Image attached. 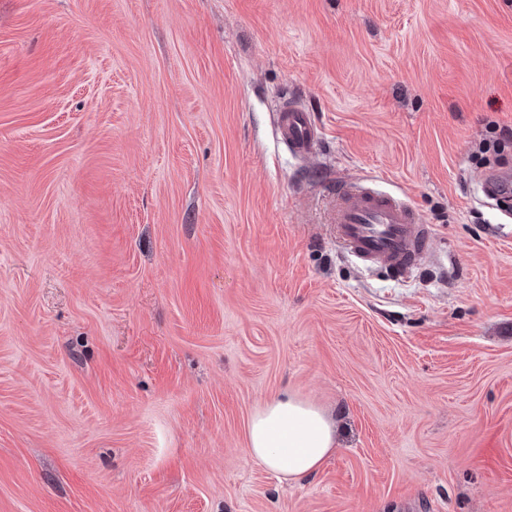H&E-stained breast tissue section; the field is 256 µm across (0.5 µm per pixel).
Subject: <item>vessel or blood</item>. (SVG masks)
I'll list each match as a JSON object with an SVG mask.
<instances>
[{
  "label": "vessel or blood",
  "mask_w": 512,
  "mask_h": 512,
  "mask_svg": "<svg viewBox=\"0 0 512 512\" xmlns=\"http://www.w3.org/2000/svg\"><path fill=\"white\" fill-rule=\"evenodd\" d=\"M277 133L289 151L301 158L313 153L319 137L310 113L290 99L279 108ZM333 197L336 241L356 261L402 277L426 253L432 231L403 198L368 184L337 185Z\"/></svg>",
  "instance_id": "obj_1"
}]
</instances>
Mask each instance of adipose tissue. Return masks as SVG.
Segmentation results:
<instances>
[{
    "instance_id": "1",
    "label": "adipose tissue",
    "mask_w": 512,
    "mask_h": 512,
    "mask_svg": "<svg viewBox=\"0 0 512 512\" xmlns=\"http://www.w3.org/2000/svg\"><path fill=\"white\" fill-rule=\"evenodd\" d=\"M247 445L252 458L281 478L296 481L317 472L333 454L336 430L323 409L283 394L253 414Z\"/></svg>"
}]
</instances>
